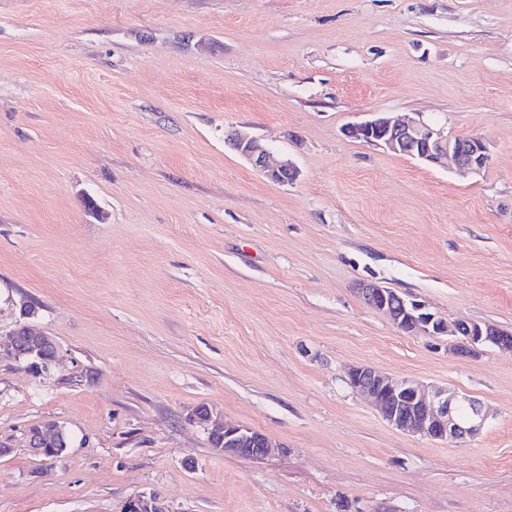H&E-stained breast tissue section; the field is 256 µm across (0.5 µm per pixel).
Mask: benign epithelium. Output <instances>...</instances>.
Instances as JSON below:
<instances>
[{"label":"benign epithelium","mask_w":512,"mask_h":512,"mask_svg":"<svg viewBox=\"0 0 512 512\" xmlns=\"http://www.w3.org/2000/svg\"><path fill=\"white\" fill-rule=\"evenodd\" d=\"M348 137L380 145L391 152L406 147L417 159L428 164H441L450 158L459 170L477 173L487 164L489 145L480 135L449 136L443 130L412 116L395 118L376 113L371 118L353 123L345 129ZM230 147L270 180L286 185L299 178V169L288 158L276 159L260 141L247 132L235 131L228 137ZM370 308L385 314L400 331L409 335L449 336L464 348L477 349L491 344L511 347L512 336L478 323L449 321L414 300L391 299L392 290L370 283L359 289ZM20 314L13 329L0 336V358L24 362L40 372L60 366L63 351L56 339L38 331L30 320L37 317L38 306L31 300L13 303ZM345 378L358 394L369 399L382 418L396 429L419 433L432 440L459 443L480 432L486 415L470 399L445 389H428L421 382L390 375L368 365H353L345 370ZM207 430L224 434V447L216 452L224 455L247 454L251 458L266 456L269 441L246 426H230L220 419L209 418ZM63 426L44 422L34 433L26 434L25 443L33 455L45 452L47 441L62 434Z\"/></svg>","instance_id":"7a95c632"}]
</instances>
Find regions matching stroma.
<instances>
[{"instance_id":"35a3bbf8","label":"stroma","mask_w":512,"mask_h":512,"mask_svg":"<svg viewBox=\"0 0 512 512\" xmlns=\"http://www.w3.org/2000/svg\"><path fill=\"white\" fill-rule=\"evenodd\" d=\"M373 112L490 160L344 135ZM364 282L512 333V0H0V332L26 297L66 354L0 359V512H512V350L405 334ZM356 364L473 400L482 431L395 429ZM201 405L272 451L216 453ZM47 420L55 460L22 440ZM345 133L391 152L407 147L428 164L438 165L450 158L464 172H480L489 159V145L481 135L448 136L412 116L400 119L389 113H375L370 119L351 124ZM227 140L230 147L239 156L270 180L288 185L299 178V169L292 160L288 158L275 159L271 152L249 133L235 131L229 135ZM37 428V425L30 426L24 432L25 435L27 432H34L37 430L34 433H27L25 438L26 446L30 449L32 454L39 457L47 448H51L48 451L47 456L43 457L44 459L52 460L62 457L67 448H69L71 441L68 432H63V426L58 422L48 421L43 422L39 425V428ZM62 432L63 435L59 440L46 444V441L57 438L58 435L62 434Z\"/></svg>"}]
</instances>
